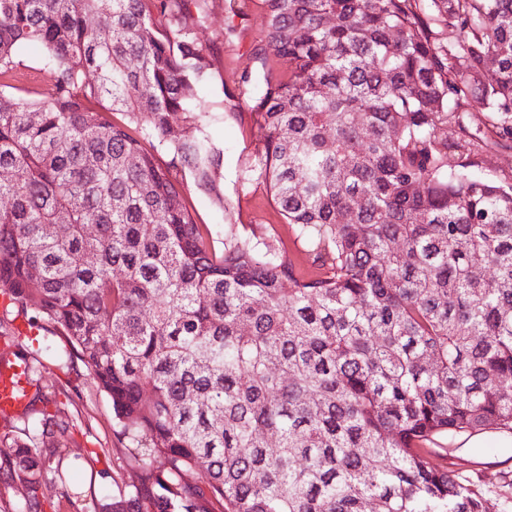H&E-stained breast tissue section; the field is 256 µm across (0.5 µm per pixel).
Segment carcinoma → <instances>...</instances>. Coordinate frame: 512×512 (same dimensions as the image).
<instances>
[{"instance_id": "obj_1", "label": "carcinoma", "mask_w": 512, "mask_h": 512, "mask_svg": "<svg viewBox=\"0 0 512 512\" xmlns=\"http://www.w3.org/2000/svg\"><path fill=\"white\" fill-rule=\"evenodd\" d=\"M264 5L255 169L306 271L217 252L173 176L224 203L223 152L182 134L201 0H0V336L42 404L0 433V512L69 495L81 392L44 355L108 396L136 476L91 512H512L426 448L512 431V183L477 175L512 150V0ZM46 364L48 367L43 373V384L48 387L59 385L61 383L65 384L66 381H71L73 384H79L80 381H83L82 378L78 379L76 375L83 373V368L80 362H77L69 369L67 367L62 368L52 364Z\"/></svg>"}]
</instances>
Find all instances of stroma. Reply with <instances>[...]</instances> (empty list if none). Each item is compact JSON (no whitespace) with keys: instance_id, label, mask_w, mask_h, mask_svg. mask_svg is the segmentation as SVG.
I'll list each match as a JSON object with an SVG mask.
<instances>
[{"instance_id":"obj_1","label":"stroma","mask_w":512,"mask_h":512,"mask_svg":"<svg viewBox=\"0 0 512 512\" xmlns=\"http://www.w3.org/2000/svg\"><path fill=\"white\" fill-rule=\"evenodd\" d=\"M207 22L198 28L204 48L214 49L208 78L199 95L208 117L203 128L185 127L184 136L209 135L223 149L218 182L223 204L196 188L188 172H178L185 202L197 223L209 225L216 249H223L224 235L268 242L282 258L301 270L309 269L312 255L294 225L285 223L265 182L254 168L264 149L254 114L241 96L242 79L255 70V53L265 39L263 0H205ZM71 453L80 455L72 475L74 495L60 499L56 512H87V495L111 502L118 486L129 479L125 450L114 438L112 404L102 393L93 394L69 440ZM432 461L443 467L456 457L465 472L482 476L490 494L512 496V444L503 434L487 432L481 447L473 448L457 438H437Z\"/></svg>"}]
</instances>
